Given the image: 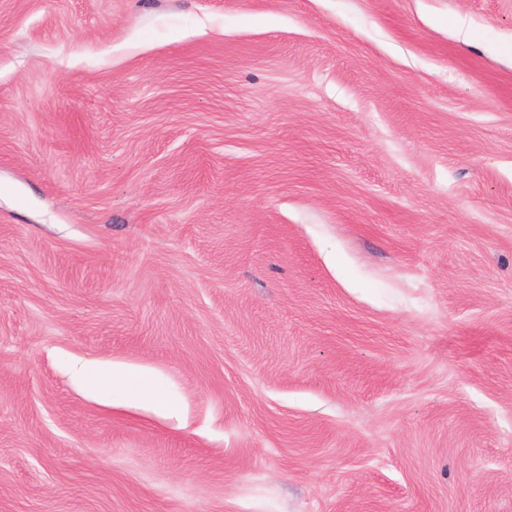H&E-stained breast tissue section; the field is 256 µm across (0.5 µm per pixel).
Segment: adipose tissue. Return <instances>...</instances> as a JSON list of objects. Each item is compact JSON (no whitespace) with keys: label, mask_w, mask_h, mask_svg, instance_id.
<instances>
[{"label":"adipose tissue","mask_w":512,"mask_h":512,"mask_svg":"<svg viewBox=\"0 0 512 512\" xmlns=\"http://www.w3.org/2000/svg\"><path fill=\"white\" fill-rule=\"evenodd\" d=\"M68 371L76 385L96 392L103 399L118 396L134 403H146L154 413L166 418L182 413L179 402L163 394L162 379L145 369L121 362L80 359L70 361Z\"/></svg>","instance_id":"adipose-tissue-1"}]
</instances>
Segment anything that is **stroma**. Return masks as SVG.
I'll use <instances>...</instances> for the list:
<instances>
[{
	"mask_svg": "<svg viewBox=\"0 0 512 512\" xmlns=\"http://www.w3.org/2000/svg\"><path fill=\"white\" fill-rule=\"evenodd\" d=\"M0 512H512V0H0ZM67 366L76 385L96 392L103 399L118 396L138 404L148 403L154 413L166 418H178L182 413L173 396L161 393L163 380L145 369L89 359L73 360Z\"/></svg>",
	"mask_w": 512,
	"mask_h": 512,
	"instance_id": "stroma-1",
	"label": "stroma"
}]
</instances>
